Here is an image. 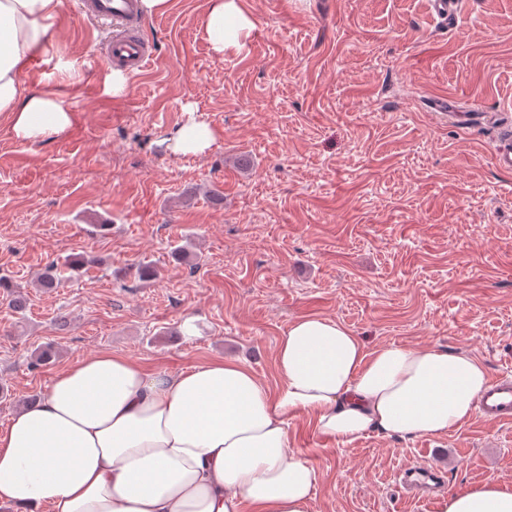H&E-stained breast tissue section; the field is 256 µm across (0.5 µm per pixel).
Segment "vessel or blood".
I'll return each mask as SVG.
<instances>
[{
	"instance_id": "1",
	"label": "vessel or blood",
	"mask_w": 512,
	"mask_h": 512,
	"mask_svg": "<svg viewBox=\"0 0 512 512\" xmlns=\"http://www.w3.org/2000/svg\"><path fill=\"white\" fill-rule=\"evenodd\" d=\"M431 16L445 29H453L460 16V0H430ZM80 9L88 17L109 23L112 38L105 45L109 66L134 72L141 70L152 54V45L144 37L145 21L138 11L137 0H80ZM481 414L498 421L512 420V376L491 381L479 398ZM441 471L433 465H419L399 474L400 485L407 494L417 495L419 488L438 482Z\"/></svg>"
}]
</instances>
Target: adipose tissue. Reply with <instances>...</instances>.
Returning a JSON list of instances; mask_svg holds the SVG:
<instances>
[{"mask_svg": "<svg viewBox=\"0 0 512 512\" xmlns=\"http://www.w3.org/2000/svg\"><path fill=\"white\" fill-rule=\"evenodd\" d=\"M61 0H0V114L17 138L59 135L73 114L28 76L52 37ZM214 55L242 50L255 24L239 0H209ZM270 390L234 360L150 372L101 352L61 370L0 429V506L11 512H311L319 472L290 443L312 418L341 442L369 432L444 436L468 423L489 383L464 351L391 344L367 349L344 325L291 322ZM440 512H512V485L450 492Z\"/></svg>", "mask_w": 512, "mask_h": 512, "instance_id": "obj_1", "label": "adipose tissue"}]
</instances>
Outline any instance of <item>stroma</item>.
I'll list each match as a JSON object with an SVG mask.
<instances>
[{"label": "stroma", "instance_id": "stroma-1", "mask_svg": "<svg viewBox=\"0 0 512 512\" xmlns=\"http://www.w3.org/2000/svg\"><path fill=\"white\" fill-rule=\"evenodd\" d=\"M242 5L251 37L218 57L208 0H169L146 20L147 68L112 97L100 82L111 28L61 0L30 82L74 65L72 127L23 141L0 116V428L99 352L151 371L237 359L277 389L278 340L304 315L371 350L461 349L490 378L512 372V171L493 161L512 136V0H463L447 33L427 0ZM439 97L501 118L451 122L430 108ZM189 120L215 133L204 153L172 149ZM75 255L69 280L38 288ZM143 262L159 280L136 277ZM10 285L25 311L8 307ZM37 349L51 358L35 364ZM289 431L320 474L312 512H438L451 490L512 483V422L339 444L301 414ZM420 463L445 474L429 497H406L396 475ZM83 264L84 262L80 258L73 257L67 258L61 266L57 264L47 266L39 277L40 288H57L62 284L67 270H72V268L80 267Z\"/></svg>", "mask_w": 512, "mask_h": 512}]
</instances>
